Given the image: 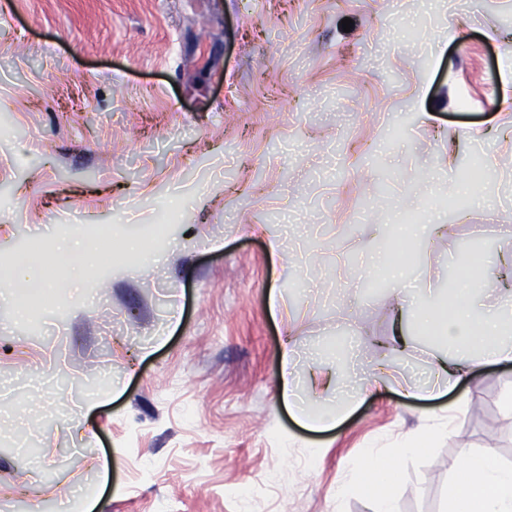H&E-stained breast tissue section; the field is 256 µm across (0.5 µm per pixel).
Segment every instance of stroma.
Listing matches in <instances>:
<instances>
[{
  "label": "stroma",
  "mask_w": 512,
  "mask_h": 512,
  "mask_svg": "<svg viewBox=\"0 0 512 512\" xmlns=\"http://www.w3.org/2000/svg\"><path fill=\"white\" fill-rule=\"evenodd\" d=\"M507 58L512 0H0V512L79 487L90 512H375L337 497L348 468L458 403L401 459L398 512H446L459 449L512 466L511 365L434 399L380 387L327 432L277 394L287 340L304 369L428 376L437 344L396 347L395 306L429 279L450 298L472 253L420 238L402 284L370 269L420 210L492 242L482 262L512 250ZM74 240L84 277L60 272ZM23 255L54 285L19 313Z\"/></svg>",
  "instance_id": "stroma-1"
}]
</instances>
